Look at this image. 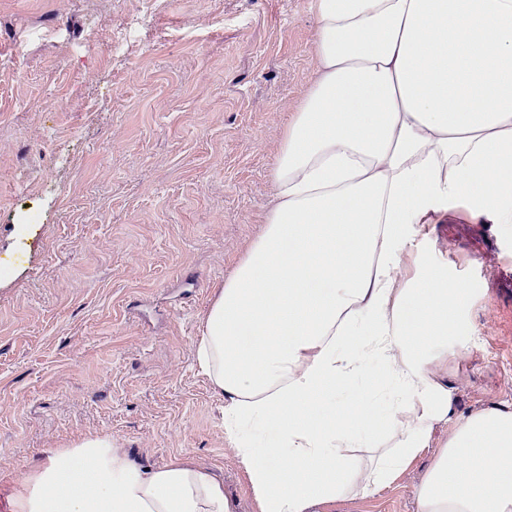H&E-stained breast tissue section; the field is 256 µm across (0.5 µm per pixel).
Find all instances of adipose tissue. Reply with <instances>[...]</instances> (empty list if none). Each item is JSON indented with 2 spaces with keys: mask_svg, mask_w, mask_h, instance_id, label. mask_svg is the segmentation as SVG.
<instances>
[{
  "mask_svg": "<svg viewBox=\"0 0 512 512\" xmlns=\"http://www.w3.org/2000/svg\"><path fill=\"white\" fill-rule=\"evenodd\" d=\"M315 77L280 140L262 233L203 319L195 359L259 512H308L401 477L449 407L434 350L465 288L428 265L395 288L425 218L512 198V0H312ZM381 376L364 385L370 361ZM389 388L375 407L371 390ZM352 448L367 458L349 457ZM11 512H231L176 460L142 467L106 435L50 450ZM417 512H512V408L458 420Z\"/></svg>",
  "mask_w": 512,
  "mask_h": 512,
  "instance_id": "ef3b65f1",
  "label": "adipose tissue"
}]
</instances>
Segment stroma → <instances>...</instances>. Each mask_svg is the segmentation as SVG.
I'll return each mask as SVG.
<instances>
[{"label":"stroma","mask_w":512,"mask_h":512,"mask_svg":"<svg viewBox=\"0 0 512 512\" xmlns=\"http://www.w3.org/2000/svg\"><path fill=\"white\" fill-rule=\"evenodd\" d=\"M314 36L310 0H0V512L93 433L204 466L257 512L194 343L263 231ZM425 261L469 291L433 360L450 410L395 483L309 512H417L454 422L512 406V223L451 203L398 287Z\"/></svg>","instance_id":"35a3bbf8"}]
</instances>
